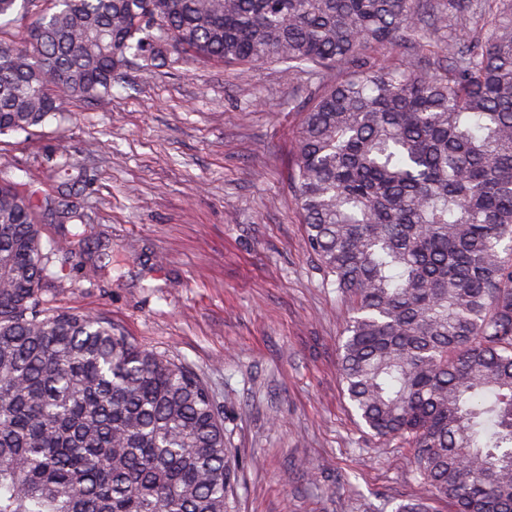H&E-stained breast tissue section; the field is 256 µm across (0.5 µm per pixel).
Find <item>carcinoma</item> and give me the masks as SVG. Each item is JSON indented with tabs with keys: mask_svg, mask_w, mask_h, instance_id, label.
I'll return each instance as SVG.
<instances>
[{
	"mask_svg": "<svg viewBox=\"0 0 512 512\" xmlns=\"http://www.w3.org/2000/svg\"><path fill=\"white\" fill-rule=\"evenodd\" d=\"M0 0V134L112 95L173 54L318 82L289 174L306 242L349 297L340 373L421 492L396 512H512V0ZM448 32L434 71L371 47ZM348 76L326 85L323 75ZM58 186L0 177V512H227L224 424L190 366L91 313L50 311L39 223L85 234Z\"/></svg>",
	"mask_w": 512,
	"mask_h": 512,
	"instance_id": "1",
	"label": "carcinoma"
}]
</instances>
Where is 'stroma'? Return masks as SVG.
I'll use <instances>...</instances> for the list:
<instances>
[{
  "label": "stroma",
  "instance_id": "1",
  "mask_svg": "<svg viewBox=\"0 0 512 512\" xmlns=\"http://www.w3.org/2000/svg\"><path fill=\"white\" fill-rule=\"evenodd\" d=\"M311 84L272 62L133 68L110 98L70 99L34 135H0V164L48 193V158L90 176L76 197L87 237L41 226L42 297L201 376L223 414L233 512H395L419 490L411 450L350 407L351 303L327 286L288 188Z\"/></svg>",
  "mask_w": 512,
  "mask_h": 512
}]
</instances>
